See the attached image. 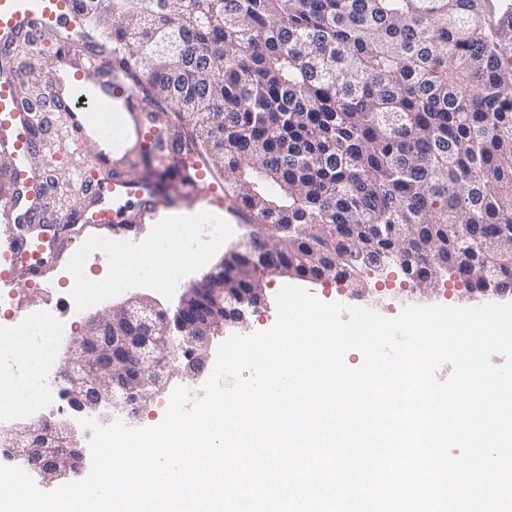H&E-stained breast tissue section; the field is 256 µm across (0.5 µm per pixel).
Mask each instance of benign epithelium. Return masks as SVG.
I'll list each match as a JSON object with an SVG mask.
<instances>
[{"label":"benign epithelium","instance_id":"7a95c632","mask_svg":"<svg viewBox=\"0 0 512 512\" xmlns=\"http://www.w3.org/2000/svg\"><path fill=\"white\" fill-rule=\"evenodd\" d=\"M269 272L283 274L278 263L284 239L259 233ZM267 307L264 288L224 287V264L183 289L174 315L154 300L134 296L91 318L81 335L69 342V353L55 375L63 396L81 414L101 423L117 397L128 419H136L149 388H166L171 368L196 382L205 372L213 340L228 329L248 326L251 316ZM87 433L65 419H39L0 430L7 457L32 468L52 485L78 475L86 465L82 446Z\"/></svg>","mask_w":512,"mask_h":512}]
</instances>
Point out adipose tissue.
<instances>
[{"label":"adipose tissue","instance_id":"adipose-tissue-1","mask_svg":"<svg viewBox=\"0 0 512 512\" xmlns=\"http://www.w3.org/2000/svg\"><path fill=\"white\" fill-rule=\"evenodd\" d=\"M198 219L195 212H176L165 216L166 245H159L151 239L143 243L139 252L118 250L110 253L106 257L110 268L107 280L86 277L83 265L72 266L71 277L83 281L86 304L94 305L102 295L119 292L124 288L127 277L134 276L153 287L165 288L180 278L184 270L202 265L206 260L205 252H187L180 247L184 231ZM44 334V327L39 325L10 339L12 358L19 372L6 376L0 382V403L7 404L15 413H23L25 407L40 395L34 378L39 372V358L46 349L42 341Z\"/></svg>","mask_w":512,"mask_h":512}]
</instances>
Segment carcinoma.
<instances>
[{
  "mask_svg": "<svg viewBox=\"0 0 512 512\" xmlns=\"http://www.w3.org/2000/svg\"><path fill=\"white\" fill-rule=\"evenodd\" d=\"M79 0L92 46L208 156L243 222L288 227V268L336 282L401 251L512 293V61L488 0ZM336 257V266L329 257ZM229 252L224 285L263 274Z\"/></svg>",
  "mask_w": 512,
  "mask_h": 512,
  "instance_id": "carcinoma-1",
  "label": "carcinoma"
}]
</instances>
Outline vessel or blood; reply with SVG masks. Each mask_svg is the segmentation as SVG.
<instances>
[{
    "mask_svg": "<svg viewBox=\"0 0 512 512\" xmlns=\"http://www.w3.org/2000/svg\"><path fill=\"white\" fill-rule=\"evenodd\" d=\"M503 33L501 48L512 56V0H490ZM27 40L31 55L42 52L44 41L69 45L58 56L48 93L64 112L65 137L72 153H79L91 133L101 134L100 156L90 177L99 191L98 204L88 218L92 224H113L128 241L145 210H167L174 199L162 190L159 179L130 177L141 159L164 162L168 146L157 117L126 83L121 69L88 52L83 18L77 0H0V47ZM21 64L12 59L0 64V288L26 285L53 294L55 285L42 279L40 270L50 259L55 239L35 231L48 204L42 194L45 168L60 157L50 146L34 148L32 131L39 122L21 96L15 75ZM95 70L94 92L85 89V76ZM218 193L205 164L196 157L181 164L177 195L213 197Z\"/></svg>",
    "mask_w": 512,
    "mask_h": 512,
    "instance_id": "1",
    "label": "vessel or blood"
}]
</instances>
